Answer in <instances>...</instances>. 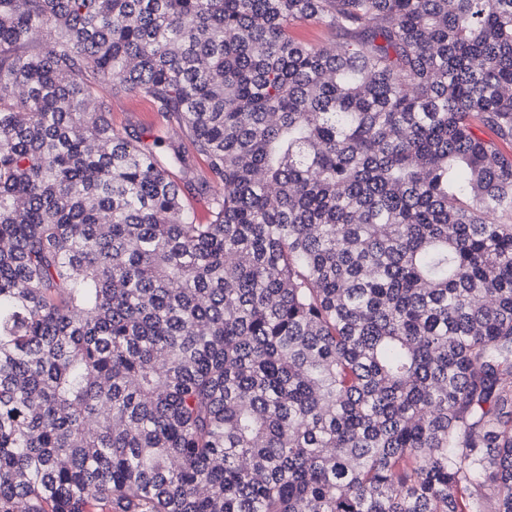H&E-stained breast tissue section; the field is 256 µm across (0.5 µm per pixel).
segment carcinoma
Returning <instances> with one entry per match:
<instances>
[{
  "label": "carcinoma",
  "mask_w": 512,
  "mask_h": 512,
  "mask_svg": "<svg viewBox=\"0 0 512 512\" xmlns=\"http://www.w3.org/2000/svg\"><path fill=\"white\" fill-rule=\"evenodd\" d=\"M501 142L512 0H0V512H512ZM293 36L324 45H336V34L332 32L325 24L317 22L297 23L290 27ZM102 93L109 103L113 127L125 131L133 140L140 139L144 143H152L154 137H160L164 149L177 148L186 156V169L173 171L174 179L181 185H186V182L197 184L207 176L205 159L196 153L175 119L155 112L147 100L118 82H104Z\"/></svg>",
  "instance_id": "carcinoma-1"
}]
</instances>
